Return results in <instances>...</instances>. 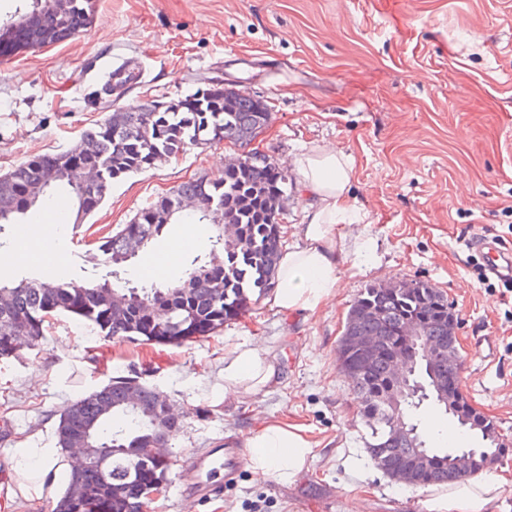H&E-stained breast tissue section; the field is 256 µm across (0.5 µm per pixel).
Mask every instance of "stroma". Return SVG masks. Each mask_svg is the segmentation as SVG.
Masks as SVG:
<instances>
[{
    "instance_id": "1",
    "label": "stroma",
    "mask_w": 512,
    "mask_h": 512,
    "mask_svg": "<svg viewBox=\"0 0 512 512\" xmlns=\"http://www.w3.org/2000/svg\"><path fill=\"white\" fill-rule=\"evenodd\" d=\"M139 80L122 105L178 100L220 79L265 104L252 142L288 178L283 250L302 244L309 200L296 161L312 148L350 155L364 218L348 229L338 286L309 318L261 300L223 331L182 346L100 339L58 317L37 345L0 359V482L14 483V448L51 445L64 405L139 376L162 392L178 427L167 448L165 496L142 512H427L429 488L393 481L365 446L359 401L337 361L350 307L374 283L420 280L459 318L461 387L510 447L512 287L483 276L480 236L512 242V0H96L89 25L38 50L0 55V174L70 147L106 115L90 97L117 67ZM240 150L191 146L179 159L114 181L74 228L75 210L48 212L58 227L42 261L17 265L27 224L0 235V277L74 276L86 242L118 231L173 187L218 178ZM202 224L185 237L168 225L128 274L169 281L211 249ZM268 352L274 380L224 398V369L243 349ZM295 426L312 452L292 482L242 464L214 495L198 497L193 454L243 448L267 424Z\"/></svg>"
}]
</instances>
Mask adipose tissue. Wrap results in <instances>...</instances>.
<instances>
[{"mask_svg":"<svg viewBox=\"0 0 512 512\" xmlns=\"http://www.w3.org/2000/svg\"><path fill=\"white\" fill-rule=\"evenodd\" d=\"M302 187L310 200L302 247L286 252L279 263L274 305L282 312L312 313L337 286L336 272L345 258V224L359 210L353 191V161L344 153L316 149L299 161ZM276 375L272 361L258 350H242L224 369V394L238 393L243 383L259 391ZM250 465L254 471L292 479L304 468L310 442L293 426L270 424L251 435ZM34 461L35 494L58 480L57 451L53 448H22L13 462L22 470L23 459ZM512 490V478L476 473L436 491L428 512H499Z\"/></svg>","mask_w":512,"mask_h":512,"instance_id":"1","label":"adipose tissue"}]
</instances>
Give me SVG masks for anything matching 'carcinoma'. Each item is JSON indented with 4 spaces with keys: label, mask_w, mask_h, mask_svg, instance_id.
<instances>
[{
    "label": "carcinoma",
    "mask_w": 512,
    "mask_h": 512,
    "mask_svg": "<svg viewBox=\"0 0 512 512\" xmlns=\"http://www.w3.org/2000/svg\"><path fill=\"white\" fill-rule=\"evenodd\" d=\"M66 26L43 38L47 43L64 39V33L80 30L89 20L93 0H56ZM0 25V49L31 48ZM136 75L119 69L108 76L96 100L110 110L135 84ZM130 106L128 112L108 113L95 128L84 130L69 148L35 156L0 175V232L9 224L35 214L50 198L43 189V171L55 166L61 186L70 190L76 206L75 224L94 212L112 188L113 181L178 158L189 146L229 142L242 149L263 131L270 112L263 103L210 83L194 94L167 102ZM96 171V179L74 186L78 170ZM285 175L267 156L248 151L241 161L224 167L221 177L202 175L183 182L168 195L138 211L115 234L97 240L96 252L86 261L107 269L104 282L78 285L65 277H24L0 280V358H10L44 338L55 317L66 314L90 323L103 339L142 344L184 345L215 334L224 324L236 321L253 309L262 296L275 288L281 252V226L277 204L286 194ZM201 198L204 209L194 216L215 231L208 260L190 262L181 276L165 286L131 285L125 280L126 301L121 313H112L109 278L120 279L128 262L148 244L159 240L166 226L181 215L184 196ZM439 291L417 281L406 288L401 281L372 284L352 303L357 314L347 319L344 335L390 336L403 341L404 320L417 318L431 343L448 335L444 314L448 308L435 304ZM340 369L353 391L362 399L360 414L370 429L371 456L387 473L410 463L416 448L427 447L419 416L426 407L447 414L430 388L424 367L413 377V388L401 410L414 430L402 443L388 440L386 409L380 398L390 388L389 351L379 352L374 368L364 376L354 373L363 363L356 350L338 348ZM130 377H116L99 390L67 403L55 433L60 448L74 445L87 426L96 436L93 460L70 472L67 487L54 512H141V501L129 488L138 483L166 480L167 461L148 449L165 448L177 426L168 413L164 396L140 386L143 407L139 411L120 404ZM457 448H432L433 463L420 469L416 478L425 487L446 485L462 478L448 469V456Z\"/></svg>",
    "instance_id": "1"
}]
</instances>
